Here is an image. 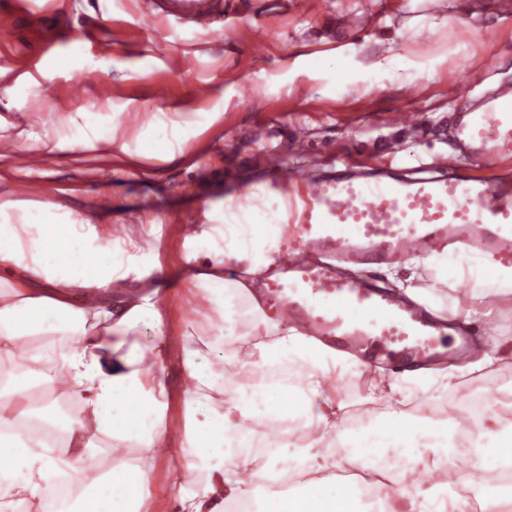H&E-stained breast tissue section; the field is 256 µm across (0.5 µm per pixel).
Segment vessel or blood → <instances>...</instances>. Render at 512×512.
I'll return each mask as SVG.
<instances>
[{
  "label": "vessel or blood",
  "instance_id": "b4317fda",
  "mask_svg": "<svg viewBox=\"0 0 512 512\" xmlns=\"http://www.w3.org/2000/svg\"><path fill=\"white\" fill-rule=\"evenodd\" d=\"M163 16L232 35L224 16L231 0H153ZM456 136L470 158L512 159V86L463 113ZM296 161L267 159L271 190L284 196L278 229L286 250L275 254L261 298L285 325L339 353L400 371L470 350L468 338L449 335L443 320L401 296L347 275L346 266H381L404 256L462 242L484 257L512 266V183L448 175L416 179L362 174L330 180Z\"/></svg>",
  "mask_w": 512,
  "mask_h": 512
}]
</instances>
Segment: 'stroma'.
<instances>
[{"instance_id": "stroma-1", "label": "stroma", "mask_w": 512, "mask_h": 512, "mask_svg": "<svg viewBox=\"0 0 512 512\" xmlns=\"http://www.w3.org/2000/svg\"><path fill=\"white\" fill-rule=\"evenodd\" d=\"M35 2L36 18L26 16ZM20 11L19 25L0 30V90L11 88V110L23 124L0 130L7 141L38 153L37 169L17 167L0 153V198L28 199L38 183L51 199L77 212L94 214L106 195L111 210L105 223L135 224L156 249L167 273L161 292L167 327L180 335L191 296L184 287L182 227L205 223L203 200L223 205L225 191L238 192L266 175L263 152L280 150L294 159L298 148L312 158L309 172H336L340 156L357 159L376 174L416 178L457 168L467 175L512 181V161L484 165L468 160L454 141L453 117L482 95L512 84V0H486L472 17L458 0H423L409 10L408 0H239L232 39L206 31L190 32L148 14L143 0H0V10ZM494 38H487L488 29ZM84 36L81 55L58 47L37 68L28 59L41 44ZM409 53L416 68L437 63L434 80L411 71L387 69L383 87L339 88L329 79L311 78L309 65L346 43L361 45L349 65L360 71L387 57L385 36ZM109 83L101 96L98 86ZM207 92L195 96L196 86ZM415 113L412 127L393 126L388 115ZM136 110L153 118L166 113L180 120L187 112H214L217 120L192 140L190 150L170 161L139 157L127 150L138 142L122 133L115 144L57 150L72 133V123H104L109 114ZM414 153V164H389V152ZM476 306L489 311L488 325L473 324L478 338L500 343L499 359L467 375L460 395L491 398L497 381L512 380V297L487 294ZM371 373L334 371L327 385L348 412L378 422L396 409L448 412L442 393L407 395L403 405L369 399Z\"/></svg>"}]
</instances>
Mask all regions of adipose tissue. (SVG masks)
<instances>
[{"instance_id":"1","label":"adipose tissue","mask_w":512,"mask_h":512,"mask_svg":"<svg viewBox=\"0 0 512 512\" xmlns=\"http://www.w3.org/2000/svg\"><path fill=\"white\" fill-rule=\"evenodd\" d=\"M355 45L337 48L319 71L340 84L379 88L381 66L410 68L393 54L385 64L354 71ZM190 126L142 140L148 158L173 159L190 148ZM255 193L205 204L214 221L184 240L195 313L209 327L212 362L202 363L192 332L172 349L159 299L165 279L146 241L131 226L121 233L46 199H0V512L36 504L39 512H152L146 495L168 434L171 393L166 374L177 358L184 391L180 453L163 512H394L376 483H325L324 472L347 463L374 466L410 481L407 512H462L452 482H425L442 456L456 451L460 422L438 427L406 412L392 413L366 436L348 434L342 406L326 387L335 352L284 326L254 299L248 281L263 271L261 255L277 239L276 213L248 219ZM240 267L239 278L224 269ZM155 341H137L140 328ZM240 368L227 370V357ZM493 352L435 377L425 370L378 377L373 399L390 400L441 385L455 393L461 378L490 366ZM63 389L68 413L49 404ZM299 420L303 440L282 441L256 430L257 418ZM468 452L486 474L512 467V421L485 403L468 416ZM108 447L112 462L101 483L75 490L87 451ZM288 460L279 476L280 458Z\"/></svg>"}]
</instances>
